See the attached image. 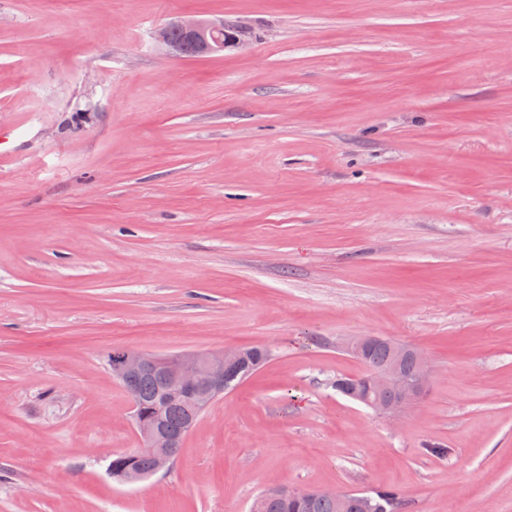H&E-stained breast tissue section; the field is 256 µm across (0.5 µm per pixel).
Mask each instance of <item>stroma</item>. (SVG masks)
<instances>
[{
	"instance_id": "stroma-1",
	"label": "stroma",
	"mask_w": 512,
	"mask_h": 512,
	"mask_svg": "<svg viewBox=\"0 0 512 512\" xmlns=\"http://www.w3.org/2000/svg\"><path fill=\"white\" fill-rule=\"evenodd\" d=\"M187 16L252 41H155ZM0 129V512H512V0H0ZM364 336L430 361L400 418L334 387ZM253 346L169 469L112 480V351ZM171 28L179 30L189 40L200 42L205 54H220L227 48L243 46L252 36L251 28L241 21L180 18L160 26L154 34L158 43L174 51H178L179 46L169 38ZM329 496L336 498H316L317 496ZM357 495L364 500L367 499L368 504L371 506V497L367 492H350L347 490L335 489H313L301 490L288 488V497L299 499L306 504L311 503L312 511L308 512H339L336 502L341 510L345 509L351 496ZM288 497L271 496L266 498L265 502L261 505L258 512H304L294 503L288 500Z\"/></svg>"
}]
</instances>
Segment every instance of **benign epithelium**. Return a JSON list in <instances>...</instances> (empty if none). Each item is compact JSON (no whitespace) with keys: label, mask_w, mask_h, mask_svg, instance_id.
Returning a JSON list of instances; mask_svg holds the SVG:
<instances>
[{"label":"benign epithelium","mask_w":512,"mask_h":512,"mask_svg":"<svg viewBox=\"0 0 512 512\" xmlns=\"http://www.w3.org/2000/svg\"><path fill=\"white\" fill-rule=\"evenodd\" d=\"M172 28L179 30L185 38L200 42L206 54H220L227 48L243 46L252 36L251 28L241 21L180 18L160 26L154 34L158 43L174 51L179 46L169 38V30ZM409 350L413 352L416 362V373L412 377L407 376L401 368V359ZM254 354L255 350L244 347L172 355L128 350L111 362L110 366L113 377L118 381L138 375L157 376L175 394L194 401L198 410L202 411L217 395L224 392V376L248 366ZM430 383L431 368L426 355L416 348L397 345L394 357L386 367L355 378L353 388L357 390L356 397L367 407L389 418H398L428 391ZM380 391L390 392L393 399L383 402L370 398L371 393ZM133 422L140 433L142 448L157 451L155 472L169 468L177 456V448L166 431L162 411H157L149 422L136 416ZM320 495L335 498L343 510L353 493L337 489H288L289 497L307 504Z\"/></svg>","instance_id":"7a95c632"}]
</instances>
